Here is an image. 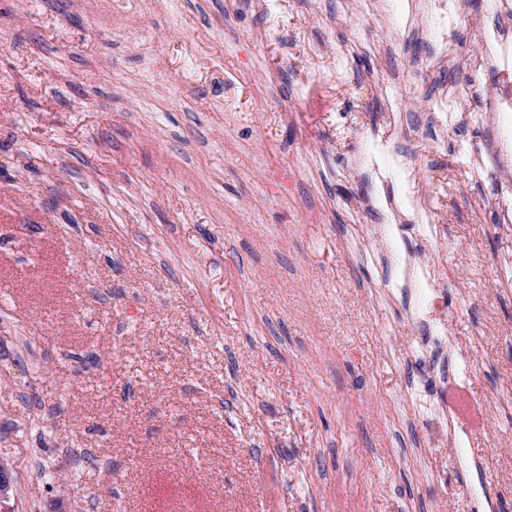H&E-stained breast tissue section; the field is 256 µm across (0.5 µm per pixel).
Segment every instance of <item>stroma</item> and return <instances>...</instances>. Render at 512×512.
Masks as SVG:
<instances>
[{"mask_svg":"<svg viewBox=\"0 0 512 512\" xmlns=\"http://www.w3.org/2000/svg\"><path fill=\"white\" fill-rule=\"evenodd\" d=\"M428 6L0 0L15 512H512V224L471 177L473 98L434 105L495 73L465 64L475 16L446 49ZM393 204L482 429L434 435L403 392L422 330L353 245Z\"/></svg>","mask_w":512,"mask_h":512,"instance_id":"stroma-1","label":"stroma"}]
</instances>
